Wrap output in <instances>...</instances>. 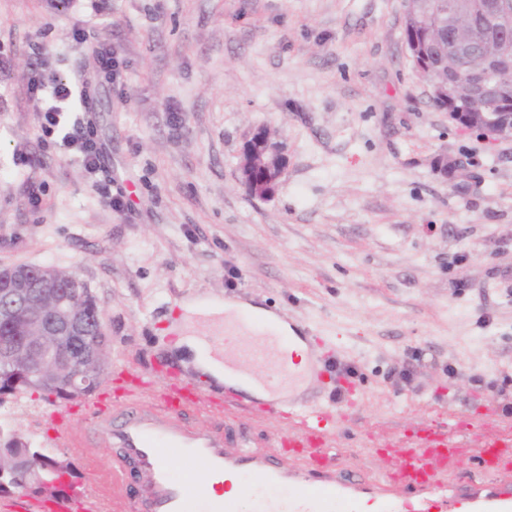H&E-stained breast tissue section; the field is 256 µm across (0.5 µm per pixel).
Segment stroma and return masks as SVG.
<instances>
[{
	"instance_id": "obj_1",
	"label": "stroma",
	"mask_w": 512,
	"mask_h": 512,
	"mask_svg": "<svg viewBox=\"0 0 512 512\" xmlns=\"http://www.w3.org/2000/svg\"><path fill=\"white\" fill-rule=\"evenodd\" d=\"M404 28L403 0H0V266L75 272L109 336V369L160 390L210 381L179 362L169 327L183 302L275 310L356 369L337 478L379 487L374 448L444 426L468 447L449 474L458 497L512 499V469L484 472L473 437L507 436L490 415L512 416V139L433 106ZM104 43L121 85L98 68ZM34 70L96 87L83 134L110 154V178L43 136ZM257 125L288 149L267 201L236 171ZM455 160L462 170H442ZM121 182L116 211L107 197ZM107 391L24 392L0 404V428L67 462L107 512H143L142 476L113 486L120 451L94 434ZM61 421L86 449L56 444ZM182 421L300 465L266 414L191 409Z\"/></svg>"
}]
</instances>
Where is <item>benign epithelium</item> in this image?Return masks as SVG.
I'll use <instances>...</instances> for the list:
<instances>
[{
	"instance_id": "7a95c632",
	"label": "benign epithelium",
	"mask_w": 512,
	"mask_h": 512,
	"mask_svg": "<svg viewBox=\"0 0 512 512\" xmlns=\"http://www.w3.org/2000/svg\"><path fill=\"white\" fill-rule=\"evenodd\" d=\"M405 15L417 17L436 11L448 16V34L429 37L434 49L448 48L449 61L455 62L457 78L446 79L429 65L428 51H416L415 70L431 90L460 84L456 92L469 96L478 105L496 88L491 79L497 72L500 53H489L485 45H502V24L512 17V0H482L478 11L461 8L456 0H404ZM450 119L465 127L478 128L487 139L512 138V110L494 113L451 112ZM288 167V152L282 139L265 125L250 129L238 154V181L255 199L273 197ZM0 319L23 316L33 335L0 344V366L15 375L13 389L21 391L20 380L51 377L64 384L68 397H79L93 389L105 366L103 347L88 342L90 319L73 295L62 290L50 267L17 264L0 267ZM69 464L58 461L50 474L37 470L24 489L44 491L68 482Z\"/></svg>"
}]
</instances>
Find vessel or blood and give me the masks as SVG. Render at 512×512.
<instances>
[{
	"label": "vessel or blood",
	"mask_w": 512,
	"mask_h": 512,
	"mask_svg": "<svg viewBox=\"0 0 512 512\" xmlns=\"http://www.w3.org/2000/svg\"><path fill=\"white\" fill-rule=\"evenodd\" d=\"M260 323L265 333L255 341L239 346L228 344L219 350L204 338L201 347L207 355L223 356L225 367L236 371L265 367L260 382L273 392H289L310 381L334 378L336 394L323 403L282 401L286 422L277 434L279 445L322 472V480L316 484L296 480L278 460L257 455L243 444L236 451H226L223 434L187 428L175 420L181 411L197 405L253 413L271 407V400H258L230 389L218 395L190 380L179 381L160 394L152 381L124 369L110 382L118 409L104 411L96 428L145 476L144 491L152 512H240L244 506L249 512H364V501L353 497L345 482L328 472L337 456L333 430L345 419L347 410L358 404L348 378L339 372L335 351L325 350L306 370H298L292 348L302 336V328H294L286 336L279 332L278 320L268 318ZM152 393L157 394L165 415L140 409L141 399ZM466 453L464 445L449 443L447 432L441 428H428L422 436L391 437L376 451L383 477L403 489L424 491L425 496L411 502L381 499L376 501L374 512H456L459 502L448 488L447 476ZM175 456L189 466L184 477L173 473L171 459ZM504 460L512 462V441L486 444L481 458L483 469H496ZM228 476L245 477L243 503L221 497L218 488ZM287 484L293 487L289 498L275 495V487ZM22 509L98 512L99 506L94 495L84 493L27 497Z\"/></svg>",
	"instance_id": "vessel-or-blood-1"
}]
</instances>
